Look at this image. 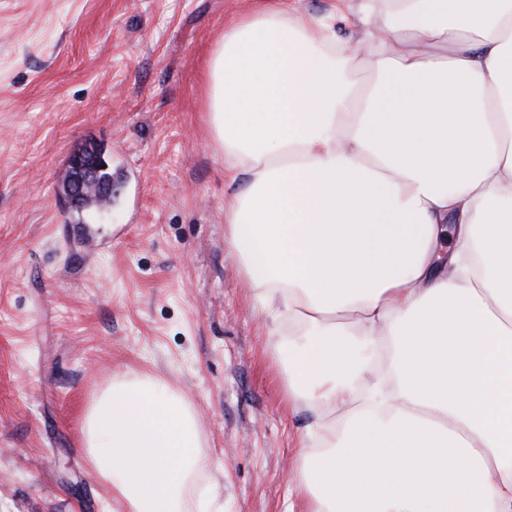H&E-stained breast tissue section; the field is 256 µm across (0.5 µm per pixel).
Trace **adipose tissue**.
<instances>
[{
  "label": "adipose tissue",
  "mask_w": 512,
  "mask_h": 512,
  "mask_svg": "<svg viewBox=\"0 0 512 512\" xmlns=\"http://www.w3.org/2000/svg\"><path fill=\"white\" fill-rule=\"evenodd\" d=\"M342 3L238 19L208 69L214 145L246 179L224 240L289 405L319 412L296 494L512 512V0ZM83 438L114 512H184L201 435L164 377L114 381Z\"/></svg>",
  "instance_id": "ef3b65f1"
}]
</instances>
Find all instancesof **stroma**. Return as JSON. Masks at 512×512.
<instances>
[{
	"label": "stroma",
	"instance_id": "35a3bbf8",
	"mask_svg": "<svg viewBox=\"0 0 512 512\" xmlns=\"http://www.w3.org/2000/svg\"><path fill=\"white\" fill-rule=\"evenodd\" d=\"M263 0H0V512H109L82 424L113 377L192 405L197 512H288L314 413L289 411L270 320L224 242L236 190L208 64ZM112 202L69 207L86 145Z\"/></svg>",
	"mask_w": 512,
	"mask_h": 512
}]
</instances>
